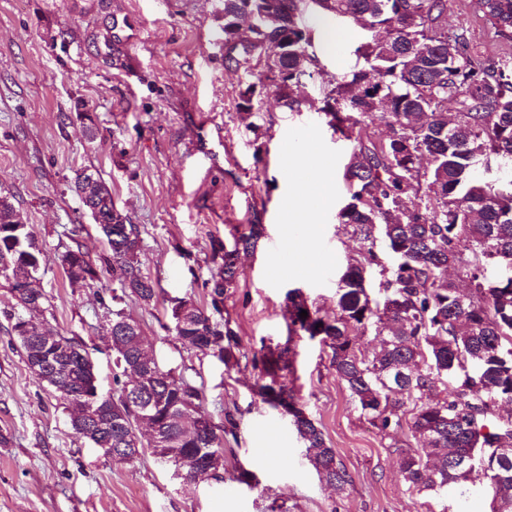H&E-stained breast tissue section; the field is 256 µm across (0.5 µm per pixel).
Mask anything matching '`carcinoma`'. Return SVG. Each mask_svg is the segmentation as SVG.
Here are the masks:
<instances>
[{
	"mask_svg": "<svg viewBox=\"0 0 512 512\" xmlns=\"http://www.w3.org/2000/svg\"><path fill=\"white\" fill-rule=\"evenodd\" d=\"M225 64L255 77L262 61L277 75L271 84L283 106L299 111L298 90L319 63L314 30L303 22L307 0H222ZM320 11L369 29L355 49L357 65L349 78L330 80L318 108L334 132L354 140L343 181L348 203L338 223L362 248L336 286V316L321 314L299 289L288 292V334L306 336L332 350V366L349 397L372 426L388 435L408 427L427 447L401 451L398 467L408 490L440 499L465 495L468 474L479 470L491 512H512V452L497 451L512 442V179L501 183L477 174L491 162L512 160V55L483 62L466 41L448 36V0H320ZM472 13L499 42H512V0H470ZM265 85L240 89L238 107L261 116ZM458 111L448 125V100ZM384 121L382 138L361 135L370 123ZM8 197L0 195V276L16 307L6 312L11 332L22 345L35 379L56 398L61 390L87 383L98 369L87 345L64 337L28 313L48 297L37 287L44 263L28 229ZM120 292H112V322L125 318L124 297L147 308L158 302L157 284L144 275L139 257L141 232L118 215L115 224H98ZM264 236L258 221L214 252L216 272L205 282L210 308L185 297L174 300L176 338L196 353L221 361L233 357L241 341L229 323H220L224 292L236 282L241 255ZM386 252L392 257L380 256ZM71 286L92 288L100 279L95 263L78 243L61 256ZM463 275L465 286L448 277ZM379 283L372 291L368 275ZM308 316L300 317L301 311ZM372 331L379 346L371 354L356 348L355 331ZM113 392L101 382L89 396L108 406L97 422L80 417L82 394L62 401L75 438L97 436L110 458L132 462L145 453L141 424L127 403L128 372L145 352L140 324L129 332L112 330ZM288 346L267 348L253 357L258 371L255 393L288 417L307 459L322 481L343 490L351 477L326 444L323 431L288 385L279 381L290 367ZM136 399L150 406L152 425L166 437L153 448L160 458L183 467L184 480L224 479V435L213 424L198 428L204 414L203 391L173 370L160 369L139 389Z\"/></svg>",
	"mask_w": 512,
	"mask_h": 512,
	"instance_id": "cac0c4a2",
	"label": "carcinoma"
}]
</instances>
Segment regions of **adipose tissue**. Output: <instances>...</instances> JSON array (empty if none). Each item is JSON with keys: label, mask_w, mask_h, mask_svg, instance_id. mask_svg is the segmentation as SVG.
I'll return each mask as SVG.
<instances>
[{"label": "adipose tissue", "mask_w": 512, "mask_h": 512, "mask_svg": "<svg viewBox=\"0 0 512 512\" xmlns=\"http://www.w3.org/2000/svg\"><path fill=\"white\" fill-rule=\"evenodd\" d=\"M292 164L297 174L298 190L289 201L290 209L319 216L327 205L335 182L333 170L303 151L295 153Z\"/></svg>", "instance_id": "adipose-tissue-1"}]
</instances>
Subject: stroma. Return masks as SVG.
Wrapping results in <instances>:
<instances>
[{"label": "stroma", "instance_id": "stroma-1", "mask_svg": "<svg viewBox=\"0 0 512 512\" xmlns=\"http://www.w3.org/2000/svg\"><path fill=\"white\" fill-rule=\"evenodd\" d=\"M448 0L449 33L491 60L505 48L468 7ZM0 0V187L33 234L46 262L40 286L51 306L43 314L61 335L97 350L104 391H112V351L106 337L112 270H100L98 289L70 287L60 257L75 243L92 258L108 251L72 190L78 173L98 171L119 211L143 239L141 269L164 298L144 308L126 301L164 368L204 389L214 422L233 414L224 436V479L187 483L152 452L118 462L76 440L68 414L39 386L10 333L5 310L15 300L0 277V512H439L433 498L411 493L397 471L403 431L378 432L360 414L318 341L289 338L288 290L301 289L324 313L336 311V282L359 248L337 222L346 204L336 182L319 223L296 225L311 246L288 244V273L270 278L280 254L270 246L295 191L281 175V144L305 131L342 173L353 148L324 115L283 107L263 93L262 117L238 107L242 72L225 67L219 0ZM348 35L328 53L303 94L321 101L322 86L349 73L363 30L336 21ZM111 32L112 45L102 35ZM265 226L252 253L241 257L221 317L241 338L230 363L187 350L176 340L169 297L208 303L204 283L214 269V244L228 242L254 217ZM290 343L293 363L283 380L321 426L328 445L352 477L344 490L327 487L309 464L287 415L252 392V358L261 345ZM277 421L282 433L258 453L260 426ZM253 472L257 487L240 483Z\"/></svg>", "mask_w": 512, "mask_h": 512}]
</instances>
